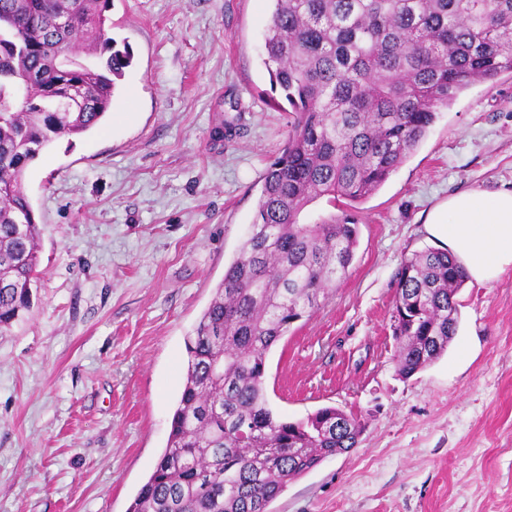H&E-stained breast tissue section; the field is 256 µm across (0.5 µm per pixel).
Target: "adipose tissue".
Listing matches in <instances>:
<instances>
[{"instance_id": "obj_1", "label": "adipose tissue", "mask_w": 512, "mask_h": 512, "mask_svg": "<svg viewBox=\"0 0 512 512\" xmlns=\"http://www.w3.org/2000/svg\"><path fill=\"white\" fill-rule=\"evenodd\" d=\"M424 229L470 279L490 283L512 268V189L453 194L427 213Z\"/></svg>"}]
</instances>
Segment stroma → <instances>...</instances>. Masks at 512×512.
<instances>
[{
    "label": "stroma",
    "instance_id": "35a3bbf8",
    "mask_svg": "<svg viewBox=\"0 0 512 512\" xmlns=\"http://www.w3.org/2000/svg\"><path fill=\"white\" fill-rule=\"evenodd\" d=\"M269 0H110L127 70L102 124L25 170L41 229L31 311L0 333V512H127L166 446L185 341L252 224L288 137L267 102ZM223 137H216V130ZM512 189V74L441 110L357 204L346 277L268 355L273 411L333 406L356 448L289 483L271 512H512V268L466 282L447 351L404 378L403 257L429 208Z\"/></svg>",
    "mask_w": 512,
    "mask_h": 512
}]
</instances>
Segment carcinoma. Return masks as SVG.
Segmentation results:
<instances>
[{
    "label": "carcinoma",
    "mask_w": 512,
    "mask_h": 512,
    "mask_svg": "<svg viewBox=\"0 0 512 512\" xmlns=\"http://www.w3.org/2000/svg\"><path fill=\"white\" fill-rule=\"evenodd\" d=\"M263 63L292 113L264 175L256 214L224 280L187 337L183 389L166 447L128 512H270L288 483L359 442L334 407L298 421L269 406L267 355L343 278L359 243L346 210L414 152L457 95L512 72V0H271ZM108 0H0V331L30 308L40 230L23 174L49 143L110 111L129 48ZM109 50L105 63L81 62ZM69 55L75 64L54 65ZM468 280L448 251L399 271L397 370L411 376L457 333Z\"/></svg>",
    "instance_id": "cac0c4a2"
}]
</instances>
